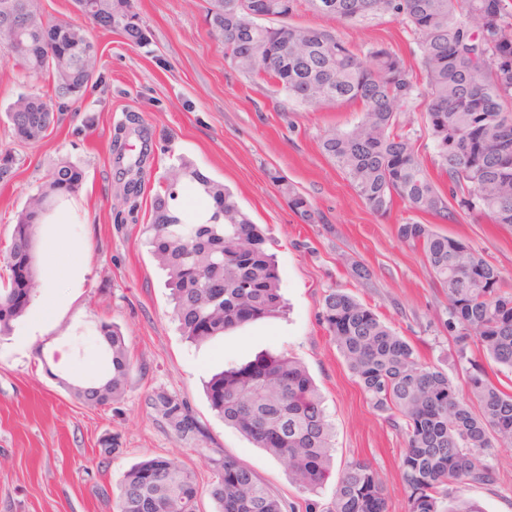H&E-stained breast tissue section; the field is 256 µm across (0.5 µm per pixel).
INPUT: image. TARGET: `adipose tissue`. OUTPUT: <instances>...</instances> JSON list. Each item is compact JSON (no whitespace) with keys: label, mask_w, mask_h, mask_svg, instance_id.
I'll use <instances>...</instances> for the list:
<instances>
[{"label":"adipose tissue","mask_w":512,"mask_h":512,"mask_svg":"<svg viewBox=\"0 0 512 512\" xmlns=\"http://www.w3.org/2000/svg\"><path fill=\"white\" fill-rule=\"evenodd\" d=\"M52 230L47 238L52 255L49 260L39 266L37 273L45 288H53L59 278L68 276L72 280H80L85 263L82 259V247L68 237V229L72 222L70 210L53 213L48 218Z\"/></svg>","instance_id":"obj_1"}]
</instances>
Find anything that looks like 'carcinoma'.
Listing matches in <instances>:
<instances>
[{"label": "carcinoma", "instance_id": "1", "mask_svg": "<svg viewBox=\"0 0 512 512\" xmlns=\"http://www.w3.org/2000/svg\"><path fill=\"white\" fill-rule=\"evenodd\" d=\"M484 2L283 0L290 17L302 6L346 24L391 16L418 45L419 76L383 43L361 56L324 28L286 20L260 24L235 0H208L207 13L224 23L210 34L242 73L305 107H360L361 121L349 130L325 131L321 146L372 213L386 215L400 202L414 212L455 219L407 130L412 119H402L419 100L434 164L448 177L459 209L492 224H512V159L498 150L499 139L512 143V76L500 73L502 60H512V0H495L499 9L478 23ZM28 6L33 31L26 48L14 53L10 32L0 30V51L13 56L24 80L52 82L53 95L20 93L7 107L15 138L33 144L58 124L62 101L77 100L97 84L92 29L115 31L137 46L149 36L135 0H100L98 11L80 12L84 24L46 13L43 0H28ZM298 38L306 49L284 51V43ZM83 179L78 165L57 163L18 214L6 256L10 275L0 287V336L10 333L38 294L34 248L40 218L76 193ZM186 184L214 200L211 223L185 224L173 212L170 201ZM149 231L151 253L167 272L173 318L189 342L204 343L281 312L280 278L261 227L224 184L193 163L182 159L171 167L153 198ZM397 235L422 250L448 299V333L463 364L461 382L422 362L407 339L342 288L325 295L321 320L369 405L405 437L400 468L409 512H439L443 494L450 497L446 512H481L453 493L496 484L490 451L512 447V392L484 365L492 362L512 374V286L467 242L429 224L408 219ZM18 267L27 269L34 287H24L15 275ZM99 333V376L69 386L94 408L123 399L133 368L120 329L104 322ZM473 340L481 361L468 355ZM205 394L225 423L285 464L300 491L314 493L328 480L333 428L320 390L300 361L285 354L258 357L213 375ZM153 406L180 437L198 439L201 430L178 398L162 393ZM211 464L216 512H284V502L237 459L220 454ZM117 490L115 512H198L196 476L171 458L131 466ZM325 512H387L381 479L369 462L347 463Z\"/></svg>", "mask_w": 512, "mask_h": 512}]
</instances>
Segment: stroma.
<instances>
[{
    "instance_id": "obj_1",
    "label": "stroma",
    "mask_w": 512,
    "mask_h": 512,
    "mask_svg": "<svg viewBox=\"0 0 512 512\" xmlns=\"http://www.w3.org/2000/svg\"><path fill=\"white\" fill-rule=\"evenodd\" d=\"M149 42L128 45L97 31L102 79L70 104L61 124L39 144L18 142L5 111L20 92L48 95L42 79L23 83L14 60L0 52V152L17 159L0 180V276L18 213L59 159L85 172L69 198L77 222L69 235L89 254L81 284L63 283L73 301L54 314L49 331L26 349L0 338V512H115L117 483L133 464L156 455L178 460L196 476L199 512H215L209 463L218 450L250 468L293 512H325L346 464L363 459L378 471L388 512H409L400 461L403 436L374 411L320 318L323 297L347 289L418 349L423 361L461 379L448 333V300L420 249L402 243L397 226L409 218L462 238L512 283V226L467 215L440 221L396 204L379 217L323 153L331 127L352 128L354 105L316 111L286 102L273 85L230 67L209 34L206 0H137ZM297 25L334 30L358 51L385 43L420 65V51L402 24L387 16L361 23L300 10ZM194 163L224 183L267 237L286 302L283 315L228 331L201 345L186 341L172 319L165 274L151 254V203L170 165ZM304 197L314 212L305 223L289 206ZM373 272L370 284L350 275L353 263ZM123 332L134 363L124 398L105 408L77 401L70 384L91 382L99 361V325ZM67 347L70 370H52L55 346ZM300 360L324 398L333 426L334 464L317 494L299 491L284 464L255 447L210 407L204 383L212 374L263 354ZM164 391L182 401L201 425L204 442L178 437L151 408ZM110 437L115 450L99 455ZM493 486L461 496L482 512H512V447L492 450Z\"/></svg>"
}]
</instances>
